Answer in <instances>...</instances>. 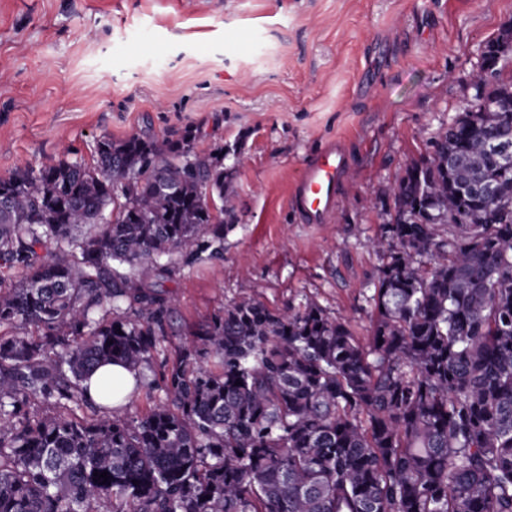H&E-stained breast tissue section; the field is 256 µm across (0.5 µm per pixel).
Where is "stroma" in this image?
<instances>
[{
    "instance_id": "obj_1",
    "label": "stroma",
    "mask_w": 512,
    "mask_h": 512,
    "mask_svg": "<svg viewBox=\"0 0 512 512\" xmlns=\"http://www.w3.org/2000/svg\"><path fill=\"white\" fill-rule=\"evenodd\" d=\"M509 24L512 0H0V177L91 161L104 135L244 144L224 256L163 283L172 325L121 418L163 402L192 332L245 298L314 302L368 339L393 190L491 83L482 52ZM333 139L345 196L333 223H298L290 185Z\"/></svg>"
}]
</instances>
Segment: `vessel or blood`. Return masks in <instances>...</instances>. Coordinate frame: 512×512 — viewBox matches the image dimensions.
Wrapping results in <instances>:
<instances>
[{"mask_svg":"<svg viewBox=\"0 0 512 512\" xmlns=\"http://www.w3.org/2000/svg\"><path fill=\"white\" fill-rule=\"evenodd\" d=\"M351 170L348 151L336 142L326 145L303 165L289 200L299 223H332Z\"/></svg>","mask_w":512,"mask_h":512,"instance_id":"vessel-or-blood-1","label":"vessel or blood"}]
</instances>
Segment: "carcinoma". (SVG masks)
Wrapping results in <instances>:
<instances>
[{
	"label": "carcinoma",
	"mask_w": 512,
	"mask_h": 512,
	"mask_svg": "<svg viewBox=\"0 0 512 512\" xmlns=\"http://www.w3.org/2000/svg\"><path fill=\"white\" fill-rule=\"evenodd\" d=\"M482 93L394 189L367 343L314 303L242 300L136 420L112 378L99 404L85 382L138 369L169 327L155 288L223 256L241 150L104 135L90 165L1 177L0 269L21 277H0V512H512V168L489 150L512 142V77Z\"/></svg>",
	"instance_id": "cac0c4a2"
}]
</instances>
